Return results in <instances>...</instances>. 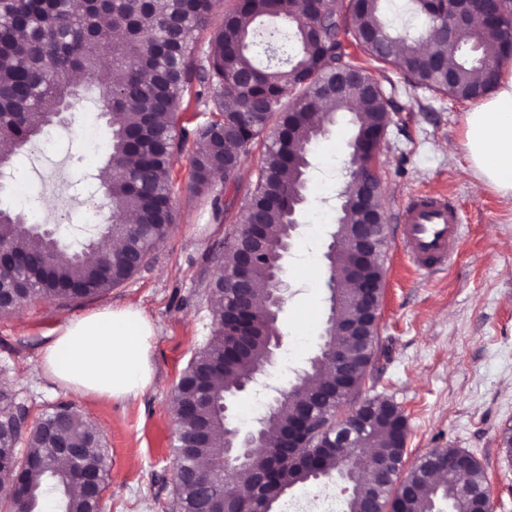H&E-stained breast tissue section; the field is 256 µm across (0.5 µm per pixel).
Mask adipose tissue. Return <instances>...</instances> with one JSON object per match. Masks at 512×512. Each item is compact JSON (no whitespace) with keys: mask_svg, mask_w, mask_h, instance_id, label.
<instances>
[{"mask_svg":"<svg viewBox=\"0 0 512 512\" xmlns=\"http://www.w3.org/2000/svg\"><path fill=\"white\" fill-rule=\"evenodd\" d=\"M492 95L466 114L464 150L475 192L512 197V57L500 59ZM152 322L133 307L65 318L42 350L41 371L63 388L120 399L153 379Z\"/></svg>","mask_w":512,"mask_h":512,"instance_id":"adipose-tissue-1","label":"adipose tissue"}]
</instances>
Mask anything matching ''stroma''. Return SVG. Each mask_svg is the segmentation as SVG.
<instances>
[{
    "label": "stroma",
    "mask_w": 512,
    "mask_h": 512,
    "mask_svg": "<svg viewBox=\"0 0 512 512\" xmlns=\"http://www.w3.org/2000/svg\"><path fill=\"white\" fill-rule=\"evenodd\" d=\"M351 55L378 83L397 90L378 169L388 238L377 360L359 396L387 399L403 410L407 465L437 448L464 450L483 467L495 512H512V453L501 441L503 430L512 428V198L491 189L478 195L472 190L473 175L460 149L467 103L411 87L394 67L359 50ZM95 95V90L84 91L67 126L52 127L14 151L16 176L0 188L1 208L56 226L61 243L74 249L112 214L96 191L110 135L105 118L90 109ZM350 134L347 119H337L311 148L308 201L294 247L284 259L291 290L277 322L282 346L259 382L236 399L235 418L242 429L256 424L250 406L265 405L270 388L295 383L323 343L329 309L325 252L346 184ZM194 149L187 143L173 162L171 198L178 230L136 274L91 299L68 305L34 300L0 315V392L28 407L30 424L56 404L68 403L97 425L108 448L103 512H175L173 390L213 335L211 284L240 227V208L256 185L265 152L263 143L253 146L236 186L225 187L216 178L200 190L192 178ZM416 192L447 195L465 219L464 237L441 273L415 268L399 241L401 210ZM220 194L230 198L231 207L227 220L216 224L207 202ZM128 306L156 325L154 378L142 394L115 400L65 391L40 372L41 351L62 315Z\"/></svg>",
    "instance_id": "1"
}]
</instances>
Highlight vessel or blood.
Masks as SVG:
<instances>
[{
    "label": "vessel or blood",
    "instance_id": "1",
    "mask_svg": "<svg viewBox=\"0 0 512 512\" xmlns=\"http://www.w3.org/2000/svg\"><path fill=\"white\" fill-rule=\"evenodd\" d=\"M402 242L411 262L437 272L464 233L463 216L446 196L420 192L404 206Z\"/></svg>",
    "mask_w": 512,
    "mask_h": 512
}]
</instances>
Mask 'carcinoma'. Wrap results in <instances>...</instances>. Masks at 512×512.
Returning a JSON list of instances; mask_svg holds the SVG:
<instances>
[{
	"mask_svg": "<svg viewBox=\"0 0 512 512\" xmlns=\"http://www.w3.org/2000/svg\"><path fill=\"white\" fill-rule=\"evenodd\" d=\"M383 0H324L320 4L317 33L308 31L302 19L313 20L310 0H234L222 25L213 33L202 56H197L195 33L206 28L212 0H121L116 13L123 19L124 38L105 41L99 35V6L83 15L72 13L65 0H0V126L10 142L27 143L53 125V116L71 107L83 86L94 79L103 63H109L105 82L99 90L97 109L111 127V153L105 170L111 191L112 213L121 221L111 227L112 235L124 241L111 253L94 248L77 251L37 236L24 215L0 208V247L26 259L35 287L16 295L15 306L35 298L77 301L98 296L131 278L143 265L147 253L166 237L173 222L171 206L172 158L182 152L188 133L179 128L185 93L213 114V120L196 128L193 158L196 188L207 187L217 176H237L240 162L259 136L274 128L266 145L263 165L240 223L264 225L268 253L251 271L256 288L252 303L261 307L267 297L272 270L282 264L288 243V214L304 192L310 167V146L320 128L335 120L336 113L351 114L352 138L361 139L385 125L392 97L387 92L368 97L347 95L332 101L329 112L319 120L322 88L336 78V68L358 70L368 80L366 69L348 60L347 39L371 59L393 66L411 86H423L456 101H471L491 91L473 57L464 49L475 46L483 61H497L490 50L499 47L512 52V0H476L478 13H489L479 25L458 30V50L438 52L437 60L417 63L418 45L430 38L433 27L448 12L445 0H413L422 15L421 24L409 37L396 34L382 6ZM262 17L288 19L285 33H255L242 23ZM266 37L269 49L281 52V65L261 69L253 62L251 47ZM198 90H192L193 82ZM234 138L224 141V131ZM369 177L347 181L337 218L338 232L347 237L348 223L356 222L367 199L355 194ZM133 212L147 235L141 236L122 222ZM49 253L48 270L41 268V256ZM328 268L336 282L342 321L363 317L365 308L355 298L347 277L343 251L327 256ZM237 248L224 254V275L212 288L222 306L216 310L213 337L182 373L174 390V406L181 415L182 441L195 446L192 459L174 448V464L197 471L195 478L176 484L179 512H210V475L201 461L212 463L224 455V395H234L267 363L263 341L249 352L237 349L241 328L252 336L263 331L261 314L243 322L233 272ZM376 328L366 335L347 339L338 336L330 348L350 368L346 385L361 389L375 355ZM320 363L291 387V399L268 420L266 430H281L296 422L298 409L316 407L336 413L344 394L319 392ZM21 404L0 393V448L26 445L25 457L50 456L43 436L46 424L57 425L72 447L79 449L75 464L56 462L42 473V480L30 481L24 501L8 502L9 512H41L48 496L58 498L61 512H87L84 487L74 481V469L106 479L108 450L100 436L70 407H56L35 427L20 432L16 426ZM339 432L351 436L353 448L325 450L307 463L287 456L271 477L269 486L291 488L314 483L325 476L349 475L363 457V449L374 450L381 465L392 469V477L377 482L356 481L347 512H361L363 502L376 498L383 508L394 512H433L435 502L445 499L451 512H475L476 494L485 485L484 471L473 461L464 477L445 474L432 479L428 459L423 457L407 472L405 465L407 418L392 401L371 404L370 416L349 419ZM263 488L247 481L234 491L237 512H256Z\"/></svg>",
	"mask_w": 512,
	"mask_h": 512,
	"instance_id": "carcinoma-1",
	"label": "carcinoma"
}]
</instances>
